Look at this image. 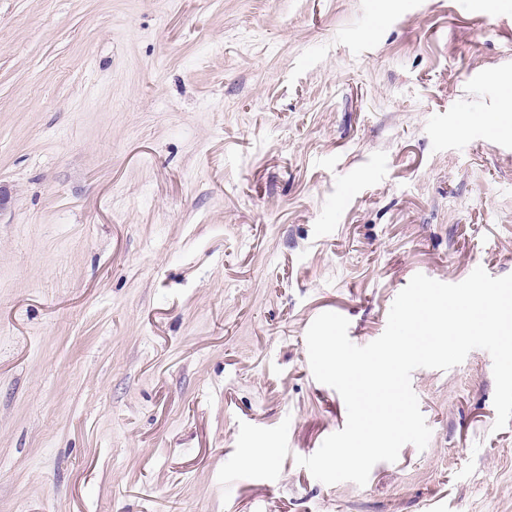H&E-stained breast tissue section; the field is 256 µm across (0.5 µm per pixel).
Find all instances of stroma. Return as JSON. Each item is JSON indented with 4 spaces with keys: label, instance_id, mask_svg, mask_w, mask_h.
Segmentation results:
<instances>
[{
    "label": "stroma",
    "instance_id": "stroma-1",
    "mask_svg": "<svg viewBox=\"0 0 512 512\" xmlns=\"http://www.w3.org/2000/svg\"><path fill=\"white\" fill-rule=\"evenodd\" d=\"M0 0V512H512L476 349L365 486L313 377L418 273L512 274V0ZM271 449L255 463L254 447Z\"/></svg>",
    "mask_w": 512,
    "mask_h": 512
}]
</instances>
